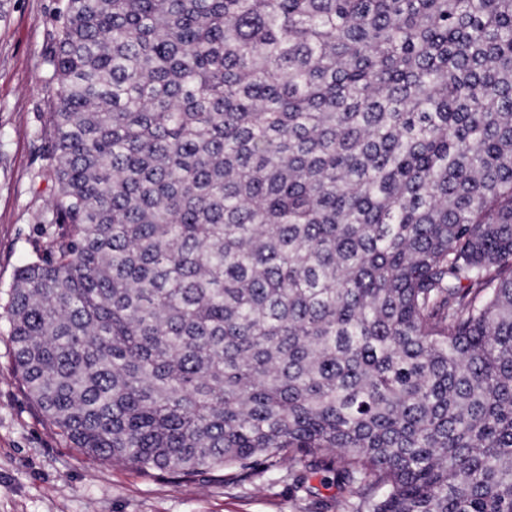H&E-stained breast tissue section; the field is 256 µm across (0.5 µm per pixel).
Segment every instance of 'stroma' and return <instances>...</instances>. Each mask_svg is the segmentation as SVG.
<instances>
[{
  "label": "stroma",
  "mask_w": 512,
  "mask_h": 512,
  "mask_svg": "<svg viewBox=\"0 0 512 512\" xmlns=\"http://www.w3.org/2000/svg\"><path fill=\"white\" fill-rule=\"evenodd\" d=\"M62 6L0 0V299L54 232L40 221L58 192L46 175L42 129L54 91L42 80L41 61ZM6 330L0 308V512H323L340 495L335 473L320 467L304 470L298 491L284 469L178 478L86 455L28 398Z\"/></svg>",
  "instance_id": "stroma-1"
}]
</instances>
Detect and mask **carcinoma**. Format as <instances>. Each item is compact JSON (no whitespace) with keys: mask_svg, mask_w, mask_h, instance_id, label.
I'll return each instance as SVG.
<instances>
[{"mask_svg":"<svg viewBox=\"0 0 512 512\" xmlns=\"http://www.w3.org/2000/svg\"><path fill=\"white\" fill-rule=\"evenodd\" d=\"M25 392L152 473L512 512V0H65Z\"/></svg>","mask_w":512,"mask_h":512,"instance_id":"1","label":"carcinoma"}]
</instances>
